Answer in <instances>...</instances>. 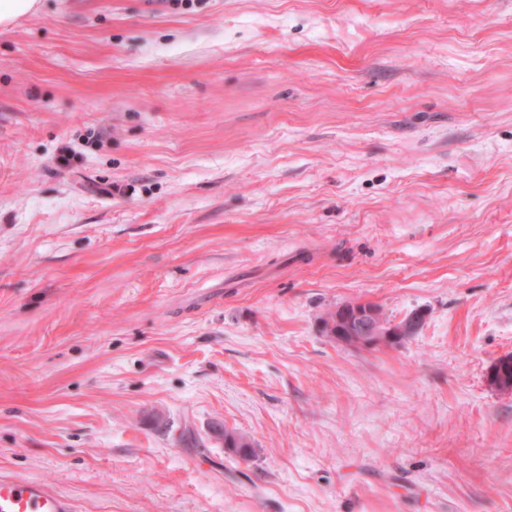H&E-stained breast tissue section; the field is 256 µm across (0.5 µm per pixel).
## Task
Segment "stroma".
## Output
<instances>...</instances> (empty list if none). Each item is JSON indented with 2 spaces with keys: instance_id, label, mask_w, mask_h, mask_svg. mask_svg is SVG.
<instances>
[{
  "instance_id": "stroma-1",
  "label": "stroma",
  "mask_w": 512,
  "mask_h": 512,
  "mask_svg": "<svg viewBox=\"0 0 512 512\" xmlns=\"http://www.w3.org/2000/svg\"><path fill=\"white\" fill-rule=\"evenodd\" d=\"M351 302L421 329L342 345ZM510 353L512 0L0 28V476L76 512H512ZM488 381L491 388L496 391H509L505 389L507 382L510 381L512 388V355H506L498 358L491 366L488 375ZM215 433L221 440H224L225 448L232 450L244 461L252 457L254 445L245 433L223 427L219 428Z\"/></svg>"
}]
</instances>
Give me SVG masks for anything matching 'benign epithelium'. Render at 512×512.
<instances>
[{
    "label": "benign epithelium",
    "instance_id": "obj_1",
    "mask_svg": "<svg viewBox=\"0 0 512 512\" xmlns=\"http://www.w3.org/2000/svg\"><path fill=\"white\" fill-rule=\"evenodd\" d=\"M336 320L337 335L354 338L359 346L366 348L399 336L414 335L423 316L415 313L398 323L385 326L379 321L377 311L369 308L361 310L356 307L352 312L346 308L343 309Z\"/></svg>",
    "mask_w": 512,
    "mask_h": 512
}]
</instances>
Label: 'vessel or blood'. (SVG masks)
I'll return each instance as SVG.
<instances>
[{
	"mask_svg": "<svg viewBox=\"0 0 512 512\" xmlns=\"http://www.w3.org/2000/svg\"><path fill=\"white\" fill-rule=\"evenodd\" d=\"M0 512H75L67 496L34 480L0 477Z\"/></svg>",
	"mask_w": 512,
	"mask_h": 512,
	"instance_id": "obj_1",
	"label": "vessel or blood"
}]
</instances>
